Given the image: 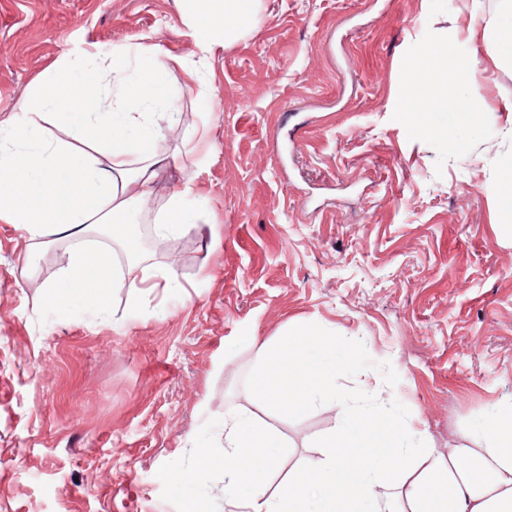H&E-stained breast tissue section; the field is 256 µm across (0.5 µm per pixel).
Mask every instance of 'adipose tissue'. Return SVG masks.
Returning <instances> with one entry per match:
<instances>
[{"instance_id": "obj_1", "label": "adipose tissue", "mask_w": 512, "mask_h": 512, "mask_svg": "<svg viewBox=\"0 0 512 512\" xmlns=\"http://www.w3.org/2000/svg\"><path fill=\"white\" fill-rule=\"evenodd\" d=\"M180 20L195 29L196 47L209 53L220 40L236 38L256 18L257 0H176ZM169 53L154 46L124 44L93 53L100 70L96 82L73 77L69 64L38 80L17 105L25 123L0 120V221L20 226L30 245L47 244L59 230L72 232L75 244L59 260V287L81 295L89 307L107 309L114 289L138 293L176 287L165 266L138 259L139 244L123 238L125 267L114 263L110 247L93 240L102 224L122 236V219L144 208L155 192L158 170L167 162L160 150L165 127L151 109L167 97ZM137 71L130 81L129 71ZM403 110L421 127L448 123L445 109L420 110L416 92L428 88L438 99L449 89L472 83L469 72L438 60L434 47L423 48L401 76ZM70 130L73 140L54 137ZM105 152L99 162L97 152ZM143 165L129 167L131 156ZM190 186L174 189L156 219V234L166 237L190 223ZM349 354L334 337L296 324L264 352L256 398L275 410L297 411L336 399V374ZM341 425L326 439L317 458L296 472L276 495L262 487L263 469L277 462V435L249 417L224 416V482L238 512H512V405L486 412L468 444L447 456L415 450L405 424L386 422L381 408L342 403ZM389 438L379 459L362 461L351 451ZM351 489L348 499L335 489Z\"/></svg>"}]
</instances>
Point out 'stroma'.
Masks as SVG:
<instances>
[{
	"label": "stroma",
	"instance_id": "35a3bbf8",
	"mask_svg": "<svg viewBox=\"0 0 512 512\" xmlns=\"http://www.w3.org/2000/svg\"><path fill=\"white\" fill-rule=\"evenodd\" d=\"M499 2L258 0L255 26L203 61L175 0H0L1 119L24 121L15 104L62 57L88 81L98 47L181 58L171 165L129 220L152 221L179 184L195 215L143 257L178 287L115 291L101 315L65 289L43 302L71 239L32 249L0 221V512H230L228 412L278 435V493L341 422L332 401L281 414L253 396L259 344L297 322L350 352L338 393L386 404L435 453L512 403V213L495 175L512 66L464 36ZM427 45L480 58L477 124L419 129L397 111Z\"/></svg>",
	"mask_w": 512,
	"mask_h": 512
}]
</instances>
